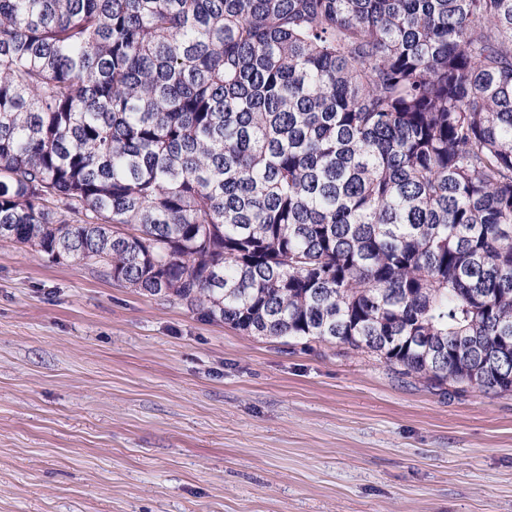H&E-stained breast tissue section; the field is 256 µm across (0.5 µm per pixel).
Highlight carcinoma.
<instances>
[{
    "label": "carcinoma",
    "mask_w": 512,
    "mask_h": 512,
    "mask_svg": "<svg viewBox=\"0 0 512 512\" xmlns=\"http://www.w3.org/2000/svg\"><path fill=\"white\" fill-rule=\"evenodd\" d=\"M0 241L512 393V0H0Z\"/></svg>",
    "instance_id": "1"
}]
</instances>
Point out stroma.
Returning a JSON list of instances; mask_svg holds the SVG:
<instances>
[{"instance_id": "stroma-1", "label": "stroma", "mask_w": 512, "mask_h": 512, "mask_svg": "<svg viewBox=\"0 0 512 512\" xmlns=\"http://www.w3.org/2000/svg\"><path fill=\"white\" fill-rule=\"evenodd\" d=\"M0 512H512V394L0 242Z\"/></svg>"}]
</instances>
